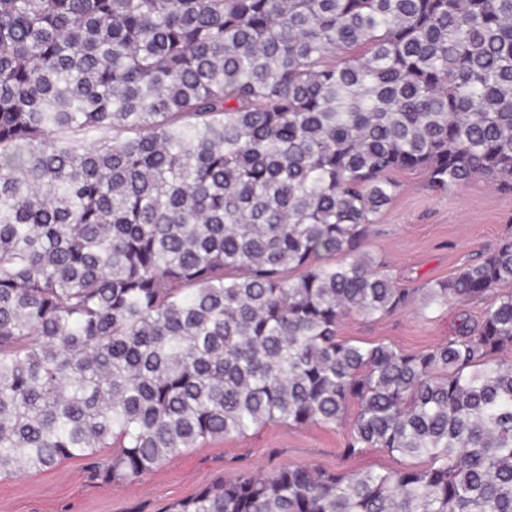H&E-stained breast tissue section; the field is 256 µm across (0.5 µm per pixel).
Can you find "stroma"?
<instances>
[{
	"mask_svg": "<svg viewBox=\"0 0 512 512\" xmlns=\"http://www.w3.org/2000/svg\"><path fill=\"white\" fill-rule=\"evenodd\" d=\"M397 179V195L372 225L365 249L405 287L448 277L512 231V197L484 182L442 193L420 172H404ZM464 310L476 317L481 307L451 305L424 316L411 307L378 320L353 316L344 320L339 336L418 351L453 336ZM351 426L348 419L333 427L272 423L243 436L203 442L135 480L114 484L90 480L89 459L71 458L48 470L1 477L0 512H166L214 479L229 480L247 471L404 466L402 457L380 448L343 457Z\"/></svg>",
	"mask_w": 512,
	"mask_h": 512,
	"instance_id": "1",
	"label": "stroma"
}]
</instances>
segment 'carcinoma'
<instances>
[{"label": "carcinoma", "mask_w": 512, "mask_h": 512, "mask_svg": "<svg viewBox=\"0 0 512 512\" xmlns=\"http://www.w3.org/2000/svg\"><path fill=\"white\" fill-rule=\"evenodd\" d=\"M512 195V0H0V476L132 481L336 426L423 461L216 479L168 512H512V233L402 288L396 175ZM486 302L407 352L338 338Z\"/></svg>", "instance_id": "obj_1"}]
</instances>
